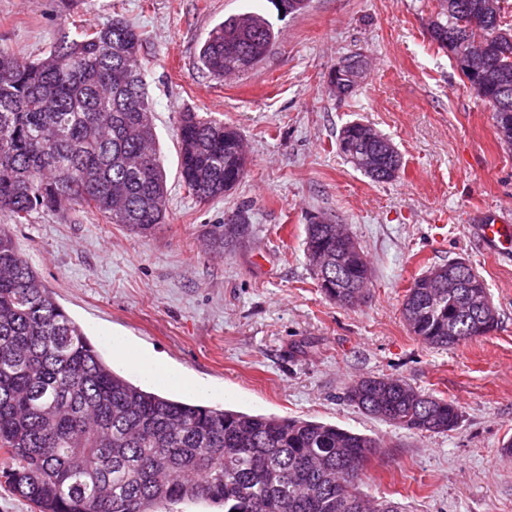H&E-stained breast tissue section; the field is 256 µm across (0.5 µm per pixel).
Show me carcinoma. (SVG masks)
I'll list each match as a JSON object with an SVG mask.
<instances>
[{
	"mask_svg": "<svg viewBox=\"0 0 512 512\" xmlns=\"http://www.w3.org/2000/svg\"><path fill=\"white\" fill-rule=\"evenodd\" d=\"M428 39L456 49V14L488 0H437ZM488 52L512 59V39L495 36L509 4L493 0ZM277 38L266 17L230 15L208 34L198 63L221 79L254 70ZM141 34L120 18L75 32L40 58L0 50V478L36 512H179L187 500L222 512H402L358 490L380 440L317 421L249 415L173 400L116 372L82 327L53 299L19 252L11 225L39 209L78 207L147 235L166 219L167 177L152 102L141 70ZM460 74L492 111L498 139L512 145V74L476 82ZM359 121L336 147L348 161L371 150ZM179 174L206 202L246 174L241 134L220 120L181 113ZM401 160L360 171L375 182L399 177ZM249 216L213 224L207 247L244 239ZM306 258L326 297L351 306L372 280L360 249L340 252L336 225H306ZM484 279L463 260L416 277L404 295L410 333L433 348L489 334ZM348 401L408 431L445 433L461 411L401 378L380 392L353 383Z\"/></svg>",
	"mask_w": 512,
	"mask_h": 512,
	"instance_id": "obj_1",
	"label": "carcinoma"
}]
</instances>
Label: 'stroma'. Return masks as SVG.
<instances>
[{
    "mask_svg": "<svg viewBox=\"0 0 512 512\" xmlns=\"http://www.w3.org/2000/svg\"><path fill=\"white\" fill-rule=\"evenodd\" d=\"M436 0H0V49L35 58L64 31L132 22L167 169L166 222L149 236L79 210L38 211L12 225L20 251L104 358L163 395L248 414L315 420L379 438L361 492L404 512H512V260L472 235L478 211L512 215V147L426 27ZM265 14L278 37L253 71L217 79L198 52L225 16ZM368 67L347 99L328 88L344 57ZM192 111L236 128L247 175L201 202L179 177L177 127ZM371 125L397 148L402 172L377 183L336 152L340 128ZM245 244L210 252L206 231L237 210ZM341 219L373 279L344 308L317 288L304 249L311 215ZM468 261L499 313L487 336L433 348L402 317L429 266ZM163 358L150 378L137 353ZM364 376L399 377L455 402L457 429H398L347 402Z\"/></svg>",
    "mask_w": 512,
    "mask_h": 512,
    "instance_id": "obj_1",
    "label": "stroma"
}]
</instances>
